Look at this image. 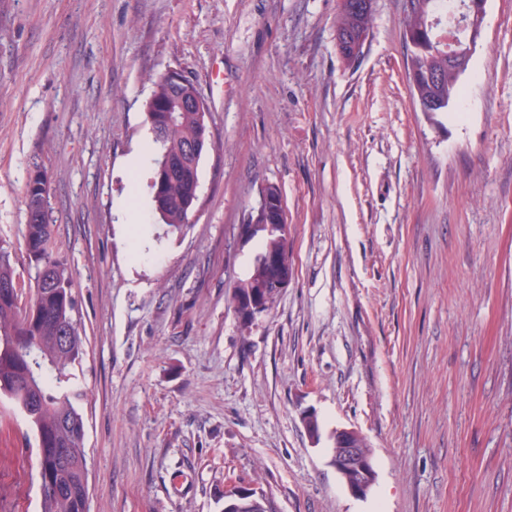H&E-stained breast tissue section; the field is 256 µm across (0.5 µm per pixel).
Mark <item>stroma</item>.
Wrapping results in <instances>:
<instances>
[{
	"label": "stroma",
	"mask_w": 512,
	"mask_h": 512,
	"mask_svg": "<svg viewBox=\"0 0 512 512\" xmlns=\"http://www.w3.org/2000/svg\"><path fill=\"white\" fill-rule=\"evenodd\" d=\"M465 92L410 93L403 0H374L363 54L338 0H0V241L28 279L24 188L50 182L85 353L75 368L89 512H512V0H486ZM196 83L213 149L183 232L151 209L145 103ZM280 188L293 276L242 326L236 237ZM316 415L312 440L302 412ZM359 432L375 481L330 460ZM35 434L0 398V512H38ZM340 0L338 3V13L336 16V41L339 53L346 62H352L357 59L353 48V35L365 33L368 35L373 22V13L370 16L361 14L347 13L343 11ZM364 438L355 430L340 429L333 434L332 464L354 495H365L375 480L372 455Z\"/></svg>",
	"instance_id": "obj_1"
}]
</instances>
